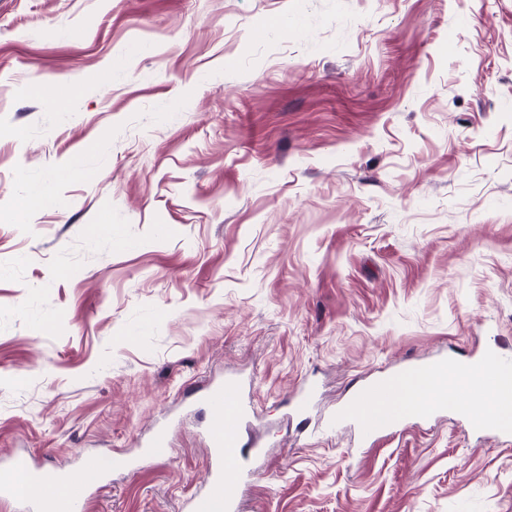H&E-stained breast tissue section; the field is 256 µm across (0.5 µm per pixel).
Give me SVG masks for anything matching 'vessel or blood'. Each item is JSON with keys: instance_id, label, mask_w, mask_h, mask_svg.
I'll return each mask as SVG.
<instances>
[{"instance_id": "b4317fda", "label": "vessel or blood", "mask_w": 512, "mask_h": 512, "mask_svg": "<svg viewBox=\"0 0 512 512\" xmlns=\"http://www.w3.org/2000/svg\"><path fill=\"white\" fill-rule=\"evenodd\" d=\"M191 391L199 395L209 414V469L208 490L192 501L190 512H241L239 487L245 477L251 476L250 462L258 453L244 437L252 412L244 396V385L236 376L227 375L192 386ZM448 410L467 415L474 429L490 431L494 428L490 419L468 415L466 407L458 405L445 393L437 396L429 408L433 414ZM343 415L353 419L358 437L366 442L397 431L406 420L396 394L379 377L354 391ZM169 454L167 431L158 429L146 443L145 456L158 461L168 458ZM23 480L40 485L42 494H22L19 483ZM90 496L88 487L72 473L33 467L23 459L0 470V501L21 504L23 512H87Z\"/></svg>"}]
</instances>
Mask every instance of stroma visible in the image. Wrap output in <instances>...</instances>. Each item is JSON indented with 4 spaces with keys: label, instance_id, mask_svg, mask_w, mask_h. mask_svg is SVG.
<instances>
[{
    "label": "stroma",
    "instance_id": "obj_1",
    "mask_svg": "<svg viewBox=\"0 0 512 512\" xmlns=\"http://www.w3.org/2000/svg\"><path fill=\"white\" fill-rule=\"evenodd\" d=\"M489 347L512 358V0H0V467L163 426L169 458L96 475L89 512H184L185 388L236 374L243 512H512V436L318 427Z\"/></svg>",
    "mask_w": 512,
    "mask_h": 512
}]
</instances>
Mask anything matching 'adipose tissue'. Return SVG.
I'll use <instances>...</instances> for the list:
<instances>
[{
  "label": "adipose tissue",
  "instance_id": "adipose-tissue-1",
  "mask_svg": "<svg viewBox=\"0 0 512 512\" xmlns=\"http://www.w3.org/2000/svg\"><path fill=\"white\" fill-rule=\"evenodd\" d=\"M477 383L483 387V411L512 426V369H503L483 378L465 366L444 371L416 368L394 378V387L403 407L412 413L426 408L441 391L456 395L459 402H468L470 391Z\"/></svg>",
  "mask_w": 512,
  "mask_h": 512
}]
</instances>
